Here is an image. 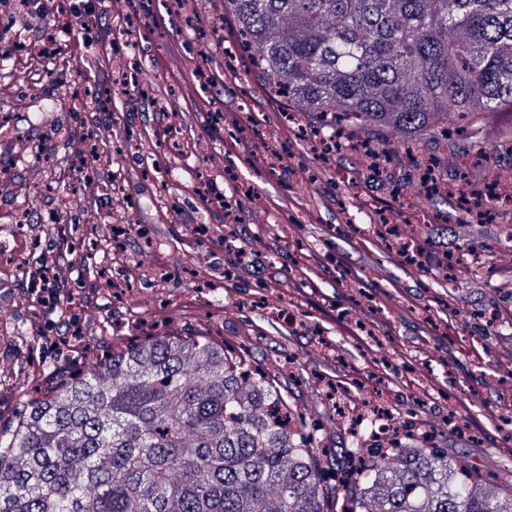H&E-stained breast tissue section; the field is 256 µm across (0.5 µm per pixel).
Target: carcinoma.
Masks as SVG:
<instances>
[{
  "instance_id": "cac0c4a2",
  "label": "carcinoma",
  "mask_w": 512,
  "mask_h": 512,
  "mask_svg": "<svg viewBox=\"0 0 512 512\" xmlns=\"http://www.w3.org/2000/svg\"><path fill=\"white\" fill-rule=\"evenodd\" d=\"M255 72L301 113L341 116L328 141L394 128L485 150L512 115V0H225ZM317 437L276 379L206 336L109 349L17 415L0 440V512H512V486L445 448Z\"/></svg>"
}]
</instances>
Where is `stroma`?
Segmentation results:
<instances>
[{
    "label": "stroma",
    "instance_id": "1",
    "mask_svg": "<svg viewBox=\"0 0 512 512\" xmlns=\"http://www.w3.org/2000/svg\"><path fill=\"white\" fill-rule=\"evenodd\" d=\"M129 12L136 30L115 31L111 51L94 44L55 56L79 94L50 103L44 89L0 75L9 137L0 213L21 203L59 223L54 232L0 223V236L28 240L20 260L0 257V433L15 426L28 369L43 368L51 383L96 362L104 330L127 339L192 329L250 346L256 367L285 382L290 403L318 427L319 447L351 443L342 406L376 388L402 424L362 437L384 447L425 441L475 472L512 479V433L496 419L512 405V294L498 286L512 275V154L478 161L445 144L439 194L396 192L391 181L412 172L415 147L385 129L388 171L347 147L320 159L315 139L289 123L287 100L255 79L224 0H131ZM103 88L112 125L96 141L112 151L121 191L90 202L71 133ZM141 96L155 110L132 111ZM165 112L167 135L158 131ZM58 163L66 170L57 175ZM489 182L501 190L488 203L496 216L472 223L458 188ZM86 208L91 221L122 227L124 266L102 263L103 247L76 221ZM384 220L419 247L418 264L385 241ZM60 246L86 258L57 273L72 290L70 324L53 284L35 274ZM489 310L498 329L478 319Z\"/></svg>",
    "mask_w": 512,
    "mask_h": 512
}]
</instances>
